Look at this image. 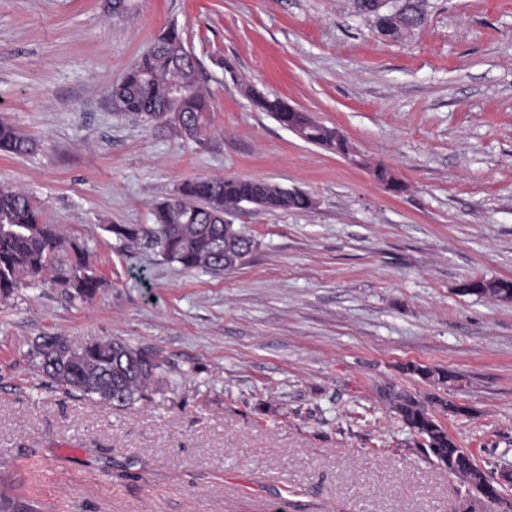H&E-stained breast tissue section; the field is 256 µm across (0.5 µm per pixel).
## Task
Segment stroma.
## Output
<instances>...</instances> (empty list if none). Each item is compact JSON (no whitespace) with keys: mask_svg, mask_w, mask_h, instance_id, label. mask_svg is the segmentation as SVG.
Wrapping results in <instances>:
<instances>
[{"mask_svg":"<svg viewBox=\"0 0 512 512\" xmlns=\"http://www.w3.org/2000/svg\"><path fill=\"white\" fill-rule=\"evenodd\" d=\"M423 9L392 41L354 0H0V119L37 143L0 153V185L84 244L102 280L89 302L48 280L0 296L1 495L52 512H452L464 487L424 456L392 388L462 406L441 414L448 432L486 470L512 466V302L458 292L512 279V0ZM173 25L212 99L201 141L110 94ZM254 91L338 128L363 165L302 141ZM192 177L266 180L314 206L229 212L256 247L217 274L112 236L153 224ZM42 336L149 352V400L47 385Z\"/></svg>","mask_w":512,"mask_h":512,"instance_id":"1","label":"stroma"}]
</instances>
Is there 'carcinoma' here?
Returning <instances> with one entry per match:
<instances>
[{
  "label": "carcinoma",
  "instance_id": "carcinoma-1",
  "mask_svg": "<svg viewBox=\"0 0 512 512\" xmlns=\"http://www.w3.org/2000/svg\"><path fill=\"white\" fill-rule=\"evenodd\" d=\"M175 86L184 89V96L172 104L170 92ZM116 88L112 100L118 111L144 116L173 109L182 115L186 136L198 141L207 136L210 97L201 86L197 63L186 53L185 40L177 28L161 33L153 48L130 66ZM252 102L285 126L309 123L306 113L292 109L280 98L254 92ZM308 143L342 157L352 149L345 135L321 123L313 126ZM33 149L30 138L0 121V152L22 156ZM372 174L389 190L402 188L392 169L382 163L372 168ZM253 199L267 211L309 210L313 206L308 195L290 194L265 180L189 179L172 197L154 207V224H112L108 232L125 245L144 243L158 250L165 261L184 269L220 273L242 265L253 251L255 241L251 237L235 225L224 223L226 212L241 201ZM60 253L66 254L68 262L58 267L53 258ZM51 271L71 297L83 302L92 300L102 286L83 247L67 241L54 225L45 223L41 209L26 193L0 186V296L7 297L23 281L42 278ZM31 355L43 375L67 392L122 408L148 399L150 384L160 368L151 355L118 339L77 344L64 336H43L34 343ZM406 370L442 385L459 381V376L445 369L411 364ZM390 402L395 414L422 440L427 458L451 471L463 484L476 472L490 476L435 416V406L455 413V405L437 396L421 400L395 390L390 393ZM0 512L46 510L40 502L20 496L0 497Z\"/></svg>",
  "mask_w": 512,
  "mask_h": 512
}]
</instances>
